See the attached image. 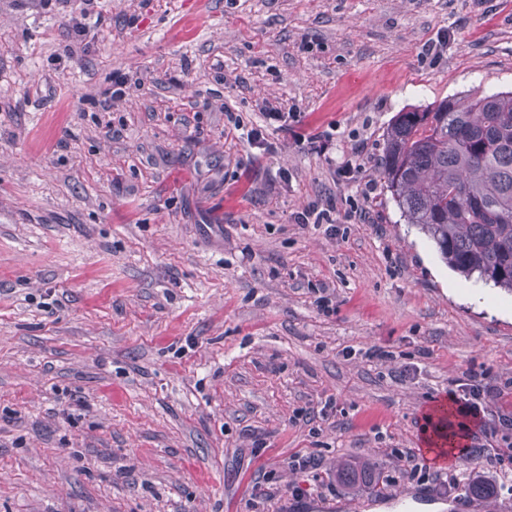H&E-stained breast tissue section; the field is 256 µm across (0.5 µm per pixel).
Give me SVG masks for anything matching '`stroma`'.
<instances>
[{
    "label": "stroma",
    "mask_w": 512,
    "mask_h": 512,
    "mask_svg": "<svg viewBox=\"0 0 512 512\" xmlns=\"http://www.w3.org/2000/svg\"><path fill=\"white\" fill-rule=\"evenodd\" d=\"M191 2L0 0V512H512L511 458L438 463L421 431L472 371L468 444L512 443V293L381 174L397 113L512 90V0H208L195 27ZM366 458L374 488L337 483ZM456 383V391L462 395L464 406L473 411H477L478 403L476 401L482 399V396L487 394L491 388L484 385L481 380H478L475 375L465 374L463 378L454 380Z\"/></svg>",
    "instance_id": "obj_1"
}]
</instances>
